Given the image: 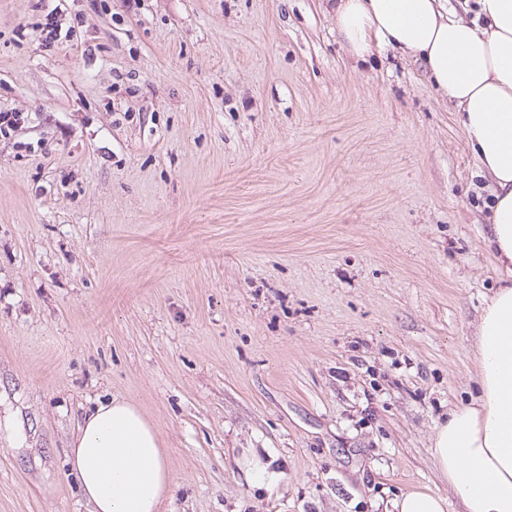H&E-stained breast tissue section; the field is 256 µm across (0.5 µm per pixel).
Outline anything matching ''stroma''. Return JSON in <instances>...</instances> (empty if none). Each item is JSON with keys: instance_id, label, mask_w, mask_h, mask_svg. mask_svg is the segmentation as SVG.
Returning <instances> with one entry per match:
<instances>
[{"instance_id": "obj_1", "label": "stroma", "mask_w": 512, "mask_h": 512, "mask_svg": "<svg viewBox=\"0 0 512 512\" xmlns=\"http://www.w3.org/2000/svg\"><path fill=\"white\" fill-rule=\"evenodd\" d=\"M0 0V512H88L98 402L153 425L161 512H385L450 495L492 185L418 62L333 0ZM279 473L270 489L251 457ZM385 512H447L448 498L428 489H417L395 496Z\"/></svg>"}]
</instances>
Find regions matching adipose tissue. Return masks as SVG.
<instances>
[{"label":"adipose tissue","mask_w":512,"mask_h":512,"mask_svg":"<svg viewBox=\"0 0 512 512\" xmlns=\"http://www.w3.org/2000/svg\"><path fill=\"white\" fill-rule=\"evenodd\" d=\"M478 3L469 22L443 0H336V33L351 57L420 61L495 186L486 246L505 277L477 329L476 395L437 424L432 453L460 512H512V0ZM67 461L89 512H158L171 495L156 430L120 399L84 417Z\"/></svg>","instance_id":"ef3b65f1"}]
</instances>
